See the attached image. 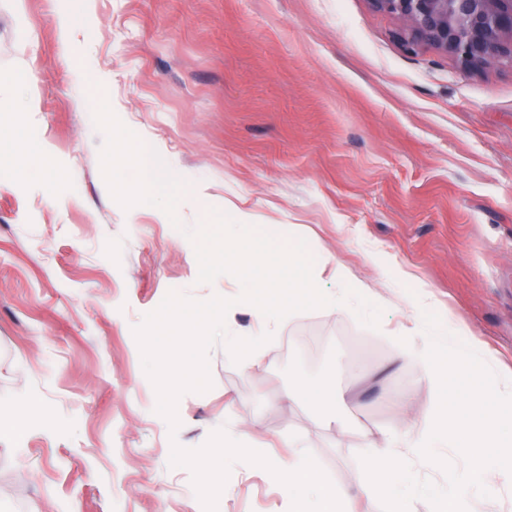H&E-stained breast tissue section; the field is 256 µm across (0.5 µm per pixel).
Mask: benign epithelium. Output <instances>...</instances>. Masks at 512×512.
<instances>
[{
	"mask_svg": "<svg viewBox=\"0 0 512 512\" xmlns=\"http://www.w3.org/2000/svg\"><path fill=\"white\" fill-rule=\"evenodd\" d=\"M402 22L397 39L411 53L433 49L464 68L512 64V0H367Z\"/></svg>",
	"mask_w": 512,
	"mask_h": 512,
	"instance_id": "obj_1",
	"label": "benign epithelium"
}]
</instances>
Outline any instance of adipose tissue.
Segmentation results:
<instances>
[{
	"label": "adipose tissue",
	"instance_id": "obj_1",
	"mask_svg": "<svg viewBox=\"0 0 512 512\" xmlns=\"http://www.w3.org/2000/svg\"><path fill=\"white\" fill-rule=\"evenodd\" d=\"M391 334L400 358L417 361L428 382L427 400L412 394L401 399L400 429L368 442L356 480L322 479L306 448L296 443L287 457H270V476L290 490L288 512H376L391 479L399 478L401 490H408L440 448L451 449L463 464L447 469L437 512H471L474 493L512 490V438L495 436L491 427L495 420L512 424V379L498 374L494 358L473 342L465 324L449 322L446 355L431 323L415 319ZM462 373L468 376L463 389L454 381ZM248 422L238 415L225 419L216 457L228 462L259 456L242 432Z\"/></svg>",
	"mask_w": 512,
	"mask_h": 512
}]
</instances>
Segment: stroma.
Here are the masks:
<instances>
[{"label": "stroma", "instance_id": "35a3bbf8", "mask_svg": "<svg viewBox=\"0 0 512 512\" xmlns=\"http://www.w3.org/2000/svg\"><path fill=\"white\" fill-rule=\"evenodd\" d=\"M400 27L367 0H0V411L41 406L0 435V512H203L171 446L200 447L236 409L261 421L247 438L294 439L330 481L357 473L366 439L400 425L394 399L428 393L387 334L419 284L430 322L461 320L512 375V66L408 53ZM102 94L186 182L184 225L243 211L304 238L382 301L378 328L298 312L248 368L216 345L211 388L180 397L170 432L133 329L169 291L241 285L198 283L161 209L112 198L86 110ZM304 380L355 391L348 429L287 400ZM437 454L413 512L458 463ZM287 497L243 458L217 512Z\"/></svg>", "mask_w": 512, "mask_h": 512}]
</instances>
